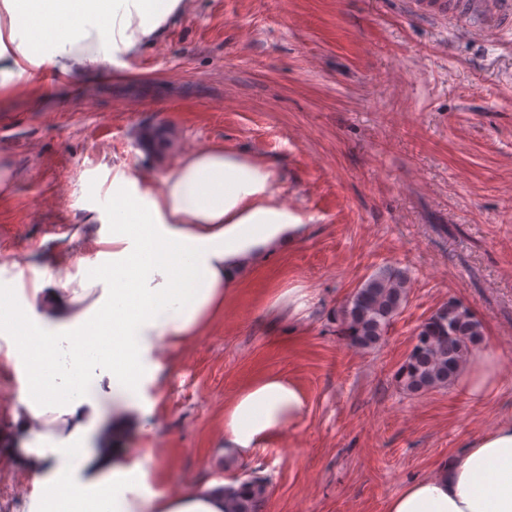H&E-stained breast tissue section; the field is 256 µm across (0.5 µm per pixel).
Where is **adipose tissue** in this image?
I'll list each match as a JSON object with an SVG mask.
<instances>
[{"instance_id": "obj_1", "label": "adipose tissue", "mask_w": 512, "mask_h": 512, "mask_svg": "<svg viewBox=\"0 0 512 512\" xmlns=\"http://www.w3.org/2000/svg\"><path fill=\"white\" fill-rule=\"evenodd\" d=\"M185 0H119L107 25L89 13L51 11L46 0H0V91L29 68L58 75L108 63L162 36ZM278 173L214 145L185 155L151 188L122 174L112 215L94 216L93 254L78 276L48 284L17 275L0 287V360L24 380L13 419L34 437L12 449L33 476L28 512H234L238 494L221 483L170 495L151 491V453L119 455L91 436L107 403L148 415L144 393L163 371L161 351L199 335L263 259L297 240L301 218L276 198ZM485 351L460 379L470 398L496 385ZM307 397L290 378L261 375L224 406V467L295 427ZM387 512H512V421L474 437L461 458L391 496Z\"/></svg>"}]
</instances>
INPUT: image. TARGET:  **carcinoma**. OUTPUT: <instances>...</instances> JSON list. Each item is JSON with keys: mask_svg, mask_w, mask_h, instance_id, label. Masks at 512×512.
<instances>
[{"mask_svg": "<svg viewBox=\"0 0 512 512\" xmlns=\"http://www.w3.org/2000/svg\"><path fill=\"white\" fill-rule=\"evenodd\" d=\"M410 278L404 271L382 269L364 280L342 309L340 333L353 347L369 348L386 335L406 303ZM416 342L396 373L403 390L418 394L454 382L471 349L482 340V327L463 304L450 301L423 320ZM235 512H260L265 485L241 483Z\"/></svg>", "mask_w": 512, "mask_h": 512, "instance_id": "obj_1", "label": "carcinoma"}]
</instances>
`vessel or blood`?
<instances>
[{
	"label": "vessel or blood",
	"instance_id": "vessel-or-blood-1",
	"mask_svg": "<svg viewBox=\"0 0 512 512\" xmlns=\"http://www.w3.org/2000/svg\"><path fill=\"white\" fill-rule=\"evenodd\" d=\"M420 13L443 20L465 19L491 39L512 32V0H413Z\"/></svg>",
	"mask_w": 512,
	"mask_h": 512
}]
</instances>
